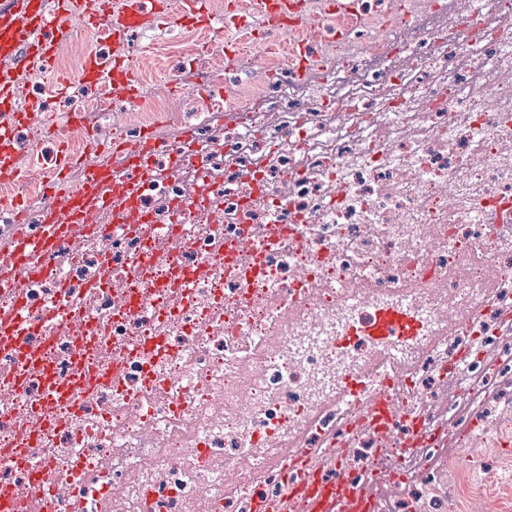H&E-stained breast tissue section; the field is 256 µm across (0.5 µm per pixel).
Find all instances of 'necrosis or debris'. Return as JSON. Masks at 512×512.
Masks as SVG:
<instances>
[{
  "instance_id": "1",
  "label": "necrosis or debris",
  "mask_w": 512,
  "mask_h": 512,
  "mask_svg": "<svg viewBox=\"0 0 512 512\" xmlns=\"http://www.w3.org/2000/svg\"><path fill=\"white\" fill-rule=\"evenodd\" d=\"M433 12L431 25L407 0H308L289 35L240 29L249 81L227 91L215 68L179 115L204 165L159 154L135 187L118 170L96 215L110 237L74 239L57 278L0 282V315L20 297L85 315L32 334L55 381L78 361L113 373L39 410L42 378L0 345V449L23 451L0 463V488L21 492L16 512H42L44 465L66 490L54 512H252L255 489L304 481L273 464L296 444L339 455L371 512H409L442 446L494 443L512 407V94L494 86L512 73V0ZM89 104L130 146L167 107ZM54 172L47 156L1 182L0 223H33L9 202L42 199ZM126 209L142 227L113 223ZM486 297L499 312L461 323ZM387 308L414 333L364 335ZM385 387L411 418L376 430L360 416Z\"/></svg>"
}]
</instances>
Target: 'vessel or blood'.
<instances>
[{
	"mask_svg": "<svg viewBox=\"0 0 512 512\" xmlns=\"http://www.w3.org/2000/svg\"><path fill=\"white\" fill-rule=\"evenodd\" d=\"M252 8L263 15L266 25L283 34L302 18L299 0H252ZM171 14L170 0H124L119 15L105 23L100 15L87 13L84 0H0V178L16 173L12 150L16 126L35 112L53 118L57 100L70 88L62 81L47 97L24 98L22 85L29 59L51 70L63 49H73L80 57L81 80L113 82L137 104L141 101L137 73L125 64L105 69L94 45L103 32L119 39L131 29H162ZM112 177L111 168L89 165L84 180L69 187L62 197L42 199L36 232H29L27 225L19 226L11 241L13 262L0 273L12 280L54 275L55 256L67 249L76 235L108 234V225L94 223L92 217L111 210ZM56 316L54 307H43L35 314L27 301H20L7 326L0 329V340L9 341L24 360H32L25 334L28 325L36 318L49 321ZM385 406L384 392L368 400L366 411L372 425H391ZM319 454L316 448L290 451L284 464L301 466L306 482L300 487L284 485L282 495L276 498L255 497L253 512H288L292 505L298 512H366L370 498L354 491L351 473L336 460L323 466Z\"/></svg>",
	"mask_w": 512,
	"mask_h": 512,
	"instance_id": "obj_1",
	"label": "vessel or blood"
}]
</instances>
